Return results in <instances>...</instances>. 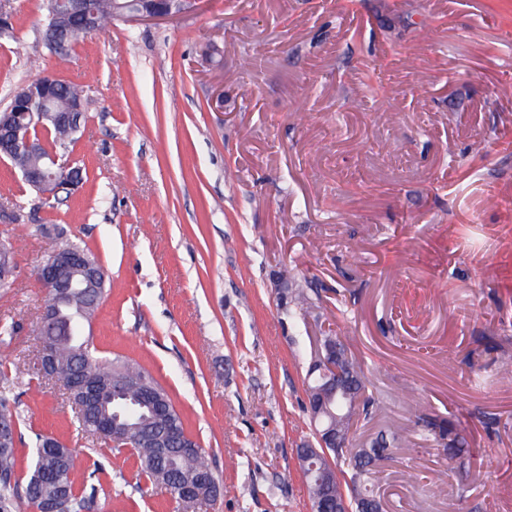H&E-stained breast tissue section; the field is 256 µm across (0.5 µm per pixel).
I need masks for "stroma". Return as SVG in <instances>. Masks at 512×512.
Wrapping results in <instances>:
<instances>
[{"instance_id":"stroma-1","label":"stroma","mask_w":512,"mask_h":512,"mask_svg":"<svg viewBox=\"0 0 512 512\" xmlns=\"http://www.w3.org/2000/svg\"><path fill=\"white\" fill-rule=\"evenodd\" d=\"M0 110L39 69L85 81L72 158L88 180L45 200L0 159V359L35 362L47 293L35 268L89 247L110 286L86 332L167 391L220 483L196 512H311L312 438L294 337L333 330L404 430L380 486L389 512H512V0H190L118 22L66 56L46 0H0ZM40 57L41 68L30 61ZM319 301L289 314L291 277ZM20 464L41 432L96 457L92 512H181L133 460L79 428L62 382L1 379ZM469 441L461 469L419 408Z\"/></svg>"}]
</instances>
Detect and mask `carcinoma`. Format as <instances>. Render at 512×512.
I'll use <instances>...</instances> for the list:
<instances>
[{"label":"carcinoma","mask_w":512,"mask_h":512,"mask_svg":"<svg viewBox=\"0 0 512 512\" xmlns=\"http://www.w3.org/2000/svg\"><path fill=\"white\" fill-rule=\"evenodd\" d=\"M135 7L131 0H86L84 13L79 15L73 27L61 34L54 44L45 48L55 55H66L72 51L77 39L94 33L105 25L118 20V14ZM85 103L83 87L55 79L49 74L17 90L10 105L0 112V120L15 112H27L21 135L42 136L45 148L40 154L16 149L9 160L19 171L41 168L51 182H62L68 172L61 168H46L47 156L58 148H65L77 140L81 124L70 119L77 104ZM313 289L302 284L288 289V307L305 311L313 304ZM101 298H94L83 291L73 290L62 307L63 316L69 320L74 331L69 336L52 338L54 345L53 371L65 376L78 367L80 361H94V375L105 391H112V398L101 407H88L78 418L81 431L93 434L103 414L112 416V424L120 430L137 428L141 435L133 440L112 441L102 439L111 452H130L137 464L136 477L145 483L169 494L178 503H184V492L190 488L208 485L218 486V479L202 459V449L187 433L181 415L174 407L166 391L139 364L130 359L109 360L97 356L90 337L84 334L99 307ZM333 349L332 364L336 373V395L327 403L319 404V392L324 386L320 370V354L306 347L301 352L308 362L307 378L304 381L307 412L313 431L331 427L348 440L354 427L361 421L372 419L380 400L366 394V378L362 362L337 335H326ZM131 377L144 378L146 384L157 392L165 411L158 412L140 401L138 389L128 384ZM0 418L10 420L13 428L9 436L0 441V512H12L16 499H24L29 512H43L46 504L58 496L68 502L71 512H90L98 493L89 481L101 470L99 465L89 468L84 461L60 440L34 434V448L27 470L19 467L16 436L19 417L15 401L0 395ZM418 419L424 424L427 436L443 440L448 457L465 460L469 455L467 441L463 437H450L451 430L445 421L420 411ZM164 430H173L180 435L175 447L170 450L155 445L157 436ZM398 434H379L368 443H358L350 448L322 449L314 441V450L304 458V465L314 464L323 473V479L336 485V500L325 502L330 512L336 503H347L350 512H378L381 507L375 491L376 475L381 472L386 452L398 441Z\"/></svg>","instance_id":"carcinoma-1"}]
</instances>
